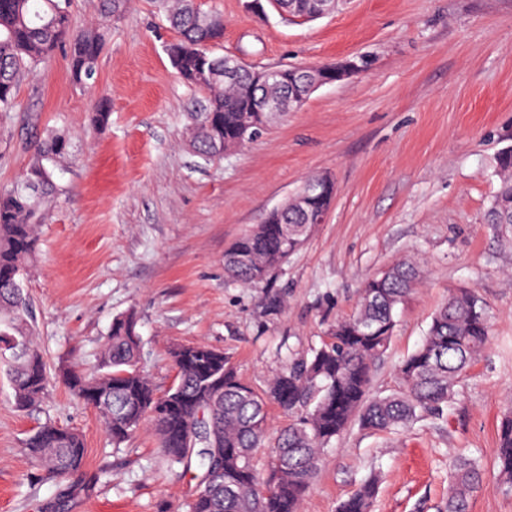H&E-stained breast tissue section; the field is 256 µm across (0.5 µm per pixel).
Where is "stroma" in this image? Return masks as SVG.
Returning a JSON list of instances; mask_svg holds the SVG:
<instances>
[{"label":"stroma","mask_w":512,"mask_h":512,"mask_svg":"<svg viewBox=\"0 0 512 512\" xmlns=\"http://www.w3.org/2000/svg\"><path fill=\"white\" fill-rule=\"evenodd\" d=\"M224 19L217 51L260 67L369 68L273 116L262 137L211 161L190 145L196 94L165 52L175 40L154 0H127L92 85L76 84L62 53L19 84L0 116V189H21L37 145L63 132L72 160L44 203L24 286L47 364L43 397L15 406L0 372V512H40L64 484L31 479L25 440L54 423L80 432L98 475L70 512H187L196 482L164 459L150 423L113 445L98 414L63 379L100 372L114 318L134 313L142 370L157 394L172 386L178 344L221 350L256 390L327 341L353 314L363 282L415 257L421 280L399 305L371 393L398 389V364L423 341L450 292L475 289L491 335L444 416L391 433L350 427L325 448L300 512H336L377 475L373 512H438L456 456L475 459L483 485L469 512H512L498 477L499 426L512 409V226L486 223L499 152L512 148V0H344L314 21L249 0H202ZM112 101L107 127L89 114ZM336 197L324 223L267 282L246 288L224 251L311 176Z\"/></svg>","instance_id":"obj_1"}]
</instances>
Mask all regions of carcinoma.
Instances as JSON below:
<instances>
[{"mask_svg":"<svg viewBox=\"0 0 512 512\" xmlns=\"http://www.w3.org/2000/svg\"><path fill=\"white\" fill-rule=\"evenodd\" d=\"M104 21L94 29L75 28L71 0H0V114L17 108L21 77L37 71L63 48L76 83L95 81L109 25L120 17L123 0H103ZM177 39L167 54L179 77L201 98L189 110L190 143L207 157L223 158L259 136L265 116L249 111L250 74L224 83V56L207 44L224 36L221 16L194 0H156ZM317 0H275L282 15L319 18ZM110 101L100 100L91 123L107 124ZM66 139L55 131L34 154L26 175L57 187L67 172ZM499 186L487 210V223L512 225V149L497 157ZM316 177L304 208L269 212L224 254V270L244 284L260 283L304 243L307 212L323 205ZM42 197L18 189L0 190V369L10 379L15 405L25 410L47 387L43 357L33 343L35 310L23 286L27 261L37 243V213ZM420 262L403 259L368 279L356 310L336 323L330 341L288 365L258 392L243 383L224 352L203 344L188 345L173 357L175 384L156 394L138 368L140 337L129 313L112 321L101 352L104 372L86 377L72 372L66 385L72 397L93 408L112 441L121 443L143 421L153 422L159 448L170 461L194 473L196 490L189 512H300L303 496L318 470L321 451L356 419L370 431L408 428L423 416H440L467 370L485 351L490 333L488 306L472 289H460L435 312L420 346L399 366L403 387L387 396H369L376 362L387 351L395 314L419 279ZM288 413V426L277 435L266 473L254 457L265 447L267 405ZM33 466L59 479L73 476L75 492L90 490L96 476L86 471V448L74 429L44 424L27 438ZM496 465L512 484V415L500 426ZM482 485L479 464L467 457L454 461L448 499L441 512H468L472 494ZM375 482L369 481L343 500L338 512H371Z\"/></svg>","mask_w":512,"mask_h":512,"instance_id":"carcinoma-1","label":"carcinoma"}]
</instances>
